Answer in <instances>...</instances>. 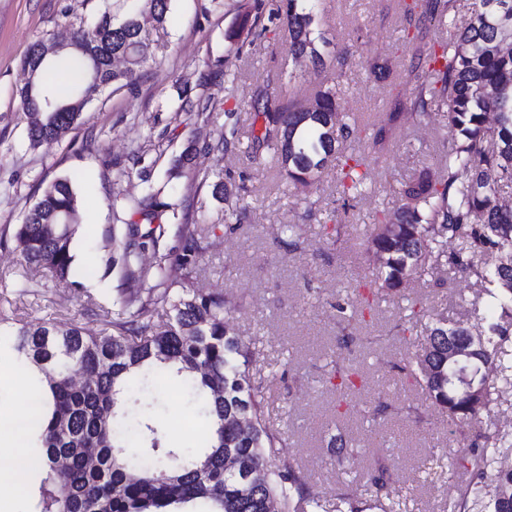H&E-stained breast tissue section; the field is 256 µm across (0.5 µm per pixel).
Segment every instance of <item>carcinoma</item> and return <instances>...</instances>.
<instances>
[{
	"label": "carcinoma",
	"mask_w": 512,
	"mask_h": 512,
	"mask_svg": "<svg viewBox=\"0 0 512 512\" xmlns=\"http://www.w3.org/2000/svg\"><path fill=\"white\" fill-rule=\"evenodd\" d=\"M122 0L75 32L77 42L65 53L83 64L82 83L65 99L43 82L56 56L42 57L44 42L30 45L22 66L35 73L18 91L32 147L61 140L90 103L83 97L97 75L105 86L133 89L150 60L149 46L168 37L172 0H141L124 11ZM320 0H278L267 20L279 21L288 40V58L302 57L313 74L326 72L323 49L329 45L321 29ZM403 15L428 22L432 43L412 51L415 77L408 98H395L393 111L372 127L339 111V84L321 81L308 103L258 96L252 107L262 126L251 130L246 148L254 156L273 154L278 173L296 190L312 213L329 163L336 162V194L342 204L362 195L372 184L370 150L384 151L402 136L401 116L418 123L429 109L447 107L448 126L456 137L439 148L436 177L396 188L390 173L377 172L399 203L366 229L361 246L371 255L367 278L353 289L360 319L372 315L373 296L397 291L414 279L434 273L435 263L448 264L475 276L487 308L512 317V203L502 192L512 189V0H474L470 17L457 25V0H430L417 13V0H400ZM113 55L123 56L124 68H111ZM241 145L237 125L224 127L210 151L229 154ZM150 194L136 203L145 219L159 209L176 210ZM78 214L72 180L48 184L15 233L22 261L47 268L60 282L81 286L72 273L71 242ZM199 217L185 215L177 235L178 252L164 256L155 271L140 265L145 237L157 243L163 225L143 236L138 225H127L120 256L124 272L138 277L143 288L122 295L116 317L107 328L89 334L80 326L51 321L23 324L5 336L11 348L41 374L50 396L34 395V420L24 441L30 448L27 468L19 478L23 490L38 484L33 512H326L320 500L306 492L302 473L281 460L282 438L270 426L267 405L254 384L253 352L229 326L237 303L222 292L200 294L186 282L208 249ZM248 223L246 204L224 210V227L231 233ZM459 242L447 254L448 241ZM509 327L480 318L470 327L450 325L443 318L428 326L424 348L400 368L414 379L433 404L448 411L460 428L478 421L493 403L490 375L508 377L512 356L503 344ZM472 343L479 358L471 360L470 382L463 383L448 363V346ZM337 404L363 378L357 367L336 357ZM176 382L195 401L203 402L207 437L198 448H182L171 440L166 418L145 413L128 424L126 401L145 385L164 388ZM247 415L251 431L241 435L235 419ZM470 452L448 458V465L471 476L467 489L453 502V512H512V463L503 449L512 436L481 434ZM81 448H92L99 464L92 465ZM237 458L224 468V455ZM64 457V467L57 459ZM224 486V497L211 488ZM335 512H363L354 491L336 496Z\"/></svg>",
	"instance_id": "obj_1"
}]
</instances>
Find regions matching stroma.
I'll return each instance as SVG.
<instances>
[{
	"mask_svg": "<svg viewBox=\"0 0 512 512\" xmlns=\"http://www.w3.org/2000/svg\"><path fill=\"white\" fill-rule=\"evenodd\" d=\"M245 2L172 0L168 46L156 51L137 87L105 90L62 140L34 148L17 94L24 82L26 50L35 41L63 38L88 25L112 0H0V309L19 324L73 322L97 333L117 297L141 287L120 265L111 264L117 251L107 230L120 238L126 225L135 222L141 232L150 231V224L129 210V199L153 193L162 202L190 200L195 211L207 215L209 228V248L190 286L200 293L223 291L237 297L233 322L252 348L253 371L270 423L283 434L281 457L303 472L309 493L328 505L347 489L372 500L368 474L383 467L390 474L385 493L394 512H451L465 484L460 471L449 469L448 458L467 448L477 431L512 433V386H501L489 412L481 414L479 430L456 431L447 413L432 407L413 380L401 379L400 365L422 345L418 336H402L400 326L411 308L452 324L472 325L474 309L484 306L474 278L441 265L434 275L379 297L372 323L355 321L343 328L337 308L368 273L361 234L376 212L395 209L391 193L376 187L351 202L349 234L335 241L323 231L336 206L335 169L325 172L320 201L309 213L280 180L270 156L257 159L241 149L228 156L200 152L197 168L255 175L247 199L250 222L230 234L223 223L224 202L215 200L210 188H196L191 171L178 166L188 145L202 148L218 139L227 113H237L241 133H249L257 91L307 101L317 89L307 63L294 67L292 80L278 78L277 66L287 50L280 28L270 27L251 45L230 39ZM319 8L330 40L327 54L347 55L342 67L328 69L339 77L342 109L371 125L391 110L396 94H409L411 88L393 91L389 82L370 76L367 64L391 57L397 71H406L411 56L402 47L417 30L399 12L396 0H321ZM233 65L238 68L236 96L228 100L224 72ZM185 92L210 98L211 111H181ZM452 138L444 111L433 110L428 122L405 126L403 137L382 153L380 163L397 183L433 173L439 146ZM143 164L152 168L146 182L138 175ZM60 177L72 178L79 198L74 265L92 271L90 285L82 288L66 287L46 269L22 268L13 240L23 214ZM285 224L301 225L299 248L284 244ZM22 276L30 290L21 296L16 283ZM339 356L364 375L353 402L363 411L386 397L394 407L386 421L373 422L362 413L337 417L328 371ZM159 408L169 412L180 445L198 446L206 419L183 388L169 386ZM333 434L354 448V455L339 460L329 445Z\"/></svg>",
	"mask_w": 512,
	"mask_h": 512,
	"instance_id": "35a3bbf8",
	"label": "stroma"
}]
</instances>
